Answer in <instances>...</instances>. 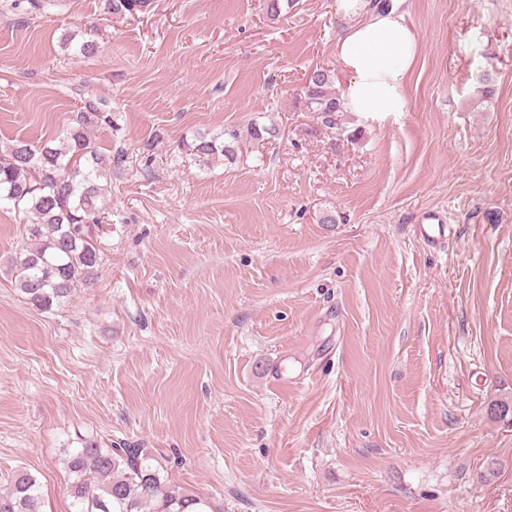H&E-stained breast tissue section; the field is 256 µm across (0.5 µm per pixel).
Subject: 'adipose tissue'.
<instances>
[{
    "label": "adipose tissue",
    "instance_id": "ef3b65f1",
    "mask_svg": "<svg viewBox=\"0 0 512 512\" xmlns=\"http://www.w3.org/2000/svg\"><path fill=\"white\" fill-rule=\"evenodd\" d=\"M404 2L336 0L344 21L336 57L345 77V111L364 116L402 111L419 54V36L406 19Z\"/></svg>",
    "mask_w": 512,
    "mask_h": 512
}]
</instances>
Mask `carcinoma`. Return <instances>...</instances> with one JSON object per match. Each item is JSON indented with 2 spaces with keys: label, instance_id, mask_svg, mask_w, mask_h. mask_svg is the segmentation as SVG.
Masks as SVG:
<instances>
[{
  "label": "carcinoma",
  "instance_id": "carcinoma-1",
  "mask_svg": "<svg viewBox=\"0 0 512 512\" xmlns=\"http://www.w3.org/2000/svg\"><path fill=\"white\" fill-rule=\"evenodd\" d=\"M112 15L141 13L150 0H103ZM306 108L321 125L338 130L344 111L331 75L314 69L306 79ZM116 130L112 113L94 99L70 119L58 140L19 141L0 150V205L25 214L29 246L12 261L17 288L33 305L49 310L89 284L102 262L100 241L112 171L126 162L118 150L105 153L90 137L93 128ZM236 133H203L183 144L188 155L207 166L231 158L226 139ZM72 481V512H198L203 499L164 481L141 448H76L66 460ZM0 512H42L37 480L18 473L9 492L0 493Z\"/></svg>",
  "mask_w": 512,
  "mask_h": 512
}]
</instances>
